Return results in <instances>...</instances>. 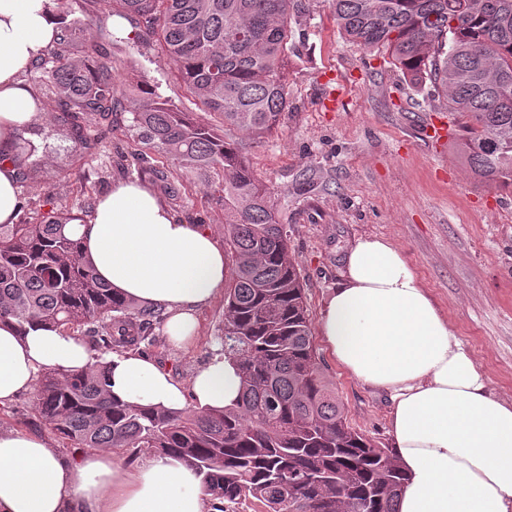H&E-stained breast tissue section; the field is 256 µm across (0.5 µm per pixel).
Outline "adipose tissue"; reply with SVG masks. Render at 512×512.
Returning <instances> with one entry per match:
<instances>
[{
	"mask_svg": "<svg viewBox=\"0 0 512 512\" xmlns=\"http://www.w3.org/2000/svg\"><path fill=\"white\" fill-rule=\"evenodd\" d=\"M58 31L56 0H0V224H14L21 199L11 154L40 114L22 75ZM84 260L121 295L163 307L178 345L197 333V311L228 276L223 246L188 224L139 181L100 195L87 222L68 225ZM344 280L326 297L319 334L338 365L388 393L395 460L407 476L399 512H512V400L461 345L405 255L381 236L346 252ZM103 363L110 394L144 408L221 410L240 378L214 345L189 384L131 351L96 355L79 338L0 321V406L51 369L67 375ZM0 512H212L199 477L160 454L132 470L107 451L62 457L44 438L0 429Z\"/></svg>",
	"mask_w": 512,
	"mask_h": 512,
	"instance_id": "ef3b65f1",
	"label": "adipose tissue"
}]
</instances>
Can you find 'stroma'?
Segmentation results:
<instances>
[{
  "label": "stroma",
  "mask_w": 512,
  "mask_h": 512,
  "mask_svg": "<svg viewBox=\"0 0 512 512\" xmlns=\"http://www.w3.org/2000/svg\"><path fill=\"white\" fill-rule=\"evenodd\" d=\"M309 14L295 29L297 50L288 65L293 112L271 136L250 143L247 158L272 191L288 244L298 264L311 324H318L326 295L343 280V257L358 239L383 236L404 253L463 346L490 378L498 397L512 400V190L474 177L453 142L437 146L426 126L448 115L426 107L427 92L407 85L376 51L348 42L326 0H308ZM117 74L113 93L125 97L129 80L149 82L180 108L191 103L156 45L105 42ZM52 158L37 181H23L22 220L39 223L49 211H78L87 197L119 180L155 190L178 216L224 237V208L198 182L184 183L171 200L152 168L159 156L137 163L127 125L98 136L95 148L75 157L62 128L39 116ZM200 333L187 348L173 345L155 324L148 356L180 381L205 362L224 327V299L199 313ZM333 381L347 424L376 445H392L387 393L360 383L336 364L322 341L314 343ZM0 427L47 439L61 454L65 440L43 421L33 393L0 407Z\"/></svg>",
  "instance_id": "stroma-1"
}]
</instances>
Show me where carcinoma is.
<instances>
[{
  "mask_svg": "<svg viewBox=\"0 0 512 512\" xmlns=\"http://www.w3.org/2000/svg\"><path fill=\"white\" fill-rule=\"evenodd\" d=\"M59 32L34 69L51 93L55 125L72 152L89 148L91 127L121 112L141 148L203 181L224 203L232 258L225 284L224 355L241 379L237 404L171 413L112 398L105 366L36 383V406L63 440L83 451L152 448L193 470L219 512L242 498L265 512H398L404 473L386 448L350 428L316 350L294 255L270 188L241 144L260 143L293 109L288 54L305 0H97L134 23L133 40L155 44L201 120L143 83L114 97L112 58L85 41V24L57 0ZM352 43L388 55L414 88L430 86L463 130L458 150L472 173L512 187V0H327ZM433 106V110H438ZM80 212H52L38 224H0V320L19 331L44 325L86 332L98 351L154 342L160 307H141L98 279L66 232Z\"/></svg>",
  "mask_w": 512,
  "mask_h": 512,
  "instance_id": "carcinoma-1",
  "label": "carcinoma"
}]
</instances>
